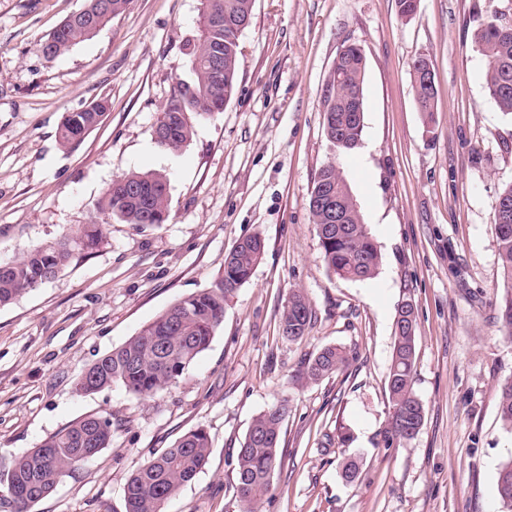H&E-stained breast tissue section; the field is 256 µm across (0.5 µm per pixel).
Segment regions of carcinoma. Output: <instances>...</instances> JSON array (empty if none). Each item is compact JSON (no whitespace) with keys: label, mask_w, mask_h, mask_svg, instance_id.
<instances>
[{"label":"carcinoma","mask_w":512,"mask_h":512,"mask_svg":"<svg viewBox=\"0 0 512 512\" xmlns=\"http://www.w3.org/2000/svg\"><path fill=\"white\" fill-rule=\"evenodd\" d=\"M129 0H85L80 14L69 16L41 44L42 55L53 60L72 46L92 38ZM253 0H201L198 36L187 41L192 79L178 82L174 94L156 122L161 138L156 144L178 151L192 138L193 119L220 110L233 94L239 64V37L250 25ZM477 52L485 61L486 91L501 112L512 114V25L491 16L474 32ZM419 111L433 122L434 87L425 83L420 60L410 65ZM366 60L361 49L350 44L335 72L329 74L322 106L323 125L330 143L339 151L354 149L364 128ZM104 101L69 112L58 127V141L66 149L78 147L86 134L103 119ZM334 191L344 208V222L329 224L320 199ZM169 206L165 175L131 172L105 190L97 202V216L81 234L57 246L36 247L22 257L0 262V306L53 279L67 263L71 248L89 246L101 238L105 226L117 219L125 224H161ZM309 210L316 226L324 262L341 278L364 281L376 276L380 252L364 224L343 172L331 162L317 175ZM499 261L506 295L500 310L502 328L512 337V185L499 194L493 214ZM264 253L258 235L243 237L224 258V268L213 285L177 300L138 335L96 359L86 379L76 382V392L87 395L114 384L137 396H151L182 376L205 351L224 321V306L233 291L246 283ZM397 326L386 384L391 419L383 441L390 447L412 439L424 421V407L413 391L416 308L403 300L397 308ZM313 306L300 290H294L279 319L281 337L294 342L308 332ZM349 352L326 346L309 357L299 379L319 381L343 368ZM498 414L512 429V381L501 386ZM288 406L275 405L251 422L236 454V494L242 512H257L267 492L271 474L280 464L281 431ZM112 442V422L90 414L55 432L42 444L0 463V505L10 512H31L79 465L91 460ZM211 440L203 428L191 430L133 473L125 486V512H165L166 503L192 482L207 463ZM497 494L512 509V460L498 473Z\"/></svg>","instance_id":"cac0c4a2"}]
</instances>
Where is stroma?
I'll return each mask as SVG.
<instances>
[{
	"mask_svg": "<svg viewBox=\"0 0 512 512\" xmlns=\"http://www.w3.org/2000/svg\"><path fill=\"white\" fill-rule=\"evenodd\" d=\"M84 0H0V261L75 237L114 179L156 170L169 180L164 223L113 221L75 248L59 274L0 307V458L38 446L88 414L110 417L112 444L65 478L32 512H125L128 478L158 450L202 428L209 459L166 512H240L236 450L252 419L288 404L280 454L258 512H502L500 465L512 429L498 415L512 380V337L492 224L512 185V114L489 100L475 29L512 0H254L223 111L195 120L177 152L154 141L177 81L191 77L186 41L201 0H131L91 39L46 60L40 43ZM366 60L359 145L339 152L323 130L322 99L341 49ZM433 63L434 121L425 124L410 64ZM104 99L102 122L73 150L66 113ZM336 163L376 242L375 278L354 281L321 257L308 199ZM260 234L261 260L231 294L209 347L150 397L119 384L80 395L98 357L136 336L177 299L211 287L225 255ZM315 319L301 342L281 339L291 290ZM417 307L414 391L424 423L385 447L395 317ZM348 364L298 382L327 345ZM357 458L355 480L342 476Z\"/></svg>",
	"mask_w": 512,
	"mask_h": 512,
	"instance_id": "obj_1",
	"label": "stroma"
}]
</instances>
